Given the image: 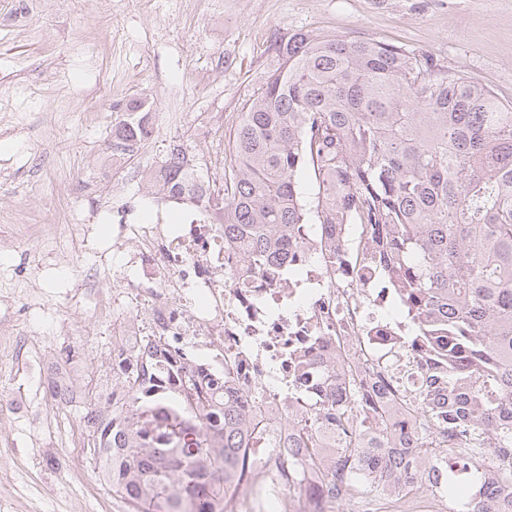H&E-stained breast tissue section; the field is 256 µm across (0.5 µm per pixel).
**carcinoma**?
<instances>
[{"mask_svg": "<svg viewBox=\"0 0 512 512\" xmlns=\"http://www.w3.org/2000/svg\"><path fill=\"white\" fill-rule=\"evenodd\" d=\"M272 50L277 65L234 129L224 196L196 193L203 180L180 144L149 187L201 202L208 223L262 272L283 263L279 242L299 238L313 217L357 225L413 311L415 337L448 364V409L421 401L410 442L365 441L345 401L297 419L291 447L326 503L424 491L434 469L454 512H512V470L492 462V449L512 448V104L474 77L372 39L305 31ZM153 118L148 100H129L114 143L147 141ZM305 171L318 184L312 202ZM125 385L124 405L99 383L84 385L83 440L125 512H267L272 483L303 489L282 462L251 471L261 415L245 422L226 401L223 426L211 429L205 409L193 415L136 375ZM328 420L342 433L331 454L317 442ZM440 432L441 450L430 441Z\"/></svg>", "mask_w": 512, "mask_h": 512, "instance_id": "carcinoma-1", "label": "carcinoma"}]
</instances>
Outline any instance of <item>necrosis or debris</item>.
<instances>
[{
	"instance_id": "4bbe7bcc",
	"label": "necrosis or debris",
	"mask_w": 512,
	"mask_h": 512,
	"mask_svg": "<svg viewBox=\"0 0 512 512\" xmlns=\"http://www.w3.org/2000/svg\"><path fill=\"white\" fill-rule=\"evenodd\" d=\"M319 238V225H309L268 275L245 264L223 228L200 215L184 224L158 214L147 224L119 225L111 293L91 269L77 279L81 305L112 321L113 378L131 369L150 338L192 354L201 392L183 394L188 407L202 399L220 410L230 397L242 415L261 412L274 428L275 447L253 461L259 471L274 460L305 471L288 446V420L303 407V394L325 403L350 381L375 392L377 403L398 406L388 424L392 436L414 432L419 401L435 396L445 366L412 344L406 323L391 316L399 299L348 225H337L335 249L321 250ZM82 362L69 344L50 352L52 372L40 384L55 407L82 402L69 377Z\"/></svg>"
}]
</instances>
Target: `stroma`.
<instances>
[{
  "instance_id": "1",
  "label": "stroma",
  "mask_w": 512,
  "mask_h": 512,
  "mask_svg": "<svg viewBox=\"0 0 512 512\" xmlns=\"http://www.w3.org/2000/svg\"><path fill=\"white\" fill-rule=\"evenodd\" d=\"M373 39L438 60L512 102V0H0V294L15 290L33 348L0 351V512H123L111 486L65 444L82 407L50 411L43 359L60 343L106 374L112 325L84 314L73 276L15 224L89 225L111 253L117 211L179 224L189 206L156 201L143 178L180 143L223 184L230 137L274 64V37L298 31ZM133 98L155 112L151 140L112 164V129Z\"/></svg>"
}]
</instances>
